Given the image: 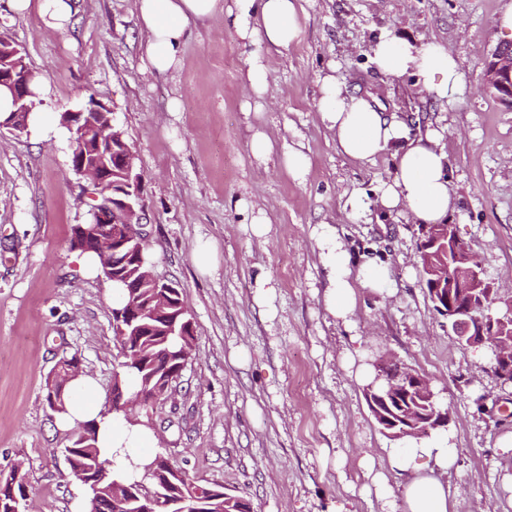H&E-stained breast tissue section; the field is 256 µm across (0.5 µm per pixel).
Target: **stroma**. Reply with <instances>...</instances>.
Segmentation results:
<instances>
[{
  "mask_svg": "<svg viewBox=\"0 0 512 512\" xmlns=\"http://www.w3.org/2000/svg\"><path fill=\"white\" fill-rule=\"evenodd\" d=\"M511 0H302L300 40L276 52L247 43L223 18L194 28L182 65L151 77L139 67L143 33L134 0H76L65 30L37 9L14 14L0 0V34L50 86L38 106L53 117L95 96L113 112L144 174L143 208L156 275L177 282L193 319L191 358L168 398L141 413L157 454L204 485H220L253 512H385L365 490L361 461L383 470L396 443L384 436L364 389L343 366L359 340L370 358L396 360L429 380L451 412L460 459L447 479L458 512H512V388L485 361L486 347L460 345L433 309L406 216L377 210L381 183L397 172L392 153L361 165L343 156L317 111L319 74L335 70L350 92L372 95L411 128H437L459 198L450 217L488 277L512 294V108L482 86L483 59L512 40L498 26ZM437 40L462 64L444 102L420 94L411 76L388 78L369 58L380 31ZM261 55L269 85L250 104L241 72ZM180 111H169L172 99ZM277 148L250 152L255 132ZM301 149L310 167L294 179L279 146ZM69 140L0 134V471L23 463L28 512H72L77 485L45 401L62 355L110 394L118 363L104 276L86 277L70 248L71 227L89 222L87 181L69 163ZM368 206L353 221L347 197ZM269 220L264 236L252 214ZM337 227L353 258L379 257L389 291L359 290L353 327L326 310L327 270L314 236ZM216 260L201 271L198 241ZM272 292L259 302L258 278Z\"/></svg>",
  "mask_w": 512,
  "mask_h": 512,
  "instance_id": "obj_1",
  "label": "stroma"
}]
</instances>
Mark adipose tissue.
Instances as JSON below:
<instances>
[{
    "mask_svg": "<svg viewBox=\"0 0 512 512\" xmlns=\"http://www.w3.org/2000/svg\"><path fill=\"white\" fill-rule=\"evenodd\" d=\"M144 39L140 66L152 74L176 70L182 46L193 27L217 16L231 19L237 34L278 50L288 49L302 34L300 0H135ZM377 70L386 76H412L420 91L444 100L460 85L462 73L447 47L436 40L409 42L388 33L378 34L369 45ZM318 112L333 132L341 154L369 163L391 146H399L398 171L382 184L376 200L386 212L410 214L415 224H439L456 211L458 199L448 176V154L441 133L433 128L414 134L398 117L380 112L375 100L349 92L336 75L321 77ZM329 286L328 313L350 324L357 306V291H381L386 267L369 259L352 266L336 228L322 224L315 231ZM66 411L56 417L58 428L94 423L102 458L113 460L118 477L131 473L129 459H143L148 442L142 425L129 424L108 412L96 380L82 373L65 389ZM459 450L451 433L438 430L426 437H408L400 449L389 453L386 472H375L373 482L388 512H457L458 493L442 480L453 467ZM400 477L391 489L389 475Z\"/></svg>",
    "mask_w": 512,
    "mask_h": 512,
    "instance_id": "obj_1",
    "label": "adipose tissue"
}]
</instances>
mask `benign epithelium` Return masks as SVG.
Returning a JSON list of instances; mask_svg holds the SVG:
<instances>
[{
    "label": "benign epithelium",
    "instance_id": "obj_1",
    "mask_svg": "<svg viewBox=\"0 0 512 512\" xmlns=\"http://www.w3.org/2000/svg\"><path fill=\"white\" fill-rule=\"evenodd\" d=\"M22 51L12 42L0 43V86L8 87L15 102H22L30 94L27 74L19 59ZM484 90L501 103L512 108V41L495 47L484 59L482 73ZM110 110L104 105L68 112L69 127L78 133L114 127ZM108 148L99 155H76L71 167L86 177L90 186L109 185L112 202L102 209L92 210V223L96 231L87 240L89 250L110 248L112 259L120 265L127 262L122 248L132 241L146 242L141 231L145 219L142 206L143 176L137 168V155L119 132L107 139ZM424 239L418 243L424 258L423 271L429 297L434 307L448 318V328L461 344L475 345L486 342L489 336L512 337V318L495 317L488 313L495 302L498 289L486 277L483 265H473V256L466 244L457 236L455 226L435 224L425 226ZM142 283L156 292L173 296L179 292L173 281H166L148 273ZM494 374L505 386H512V345L496 351ZM379 376L387 377L389 390L384 395L366 393L367 402L382 432L393 440L414 433L425 435L450 420L448 410L429 406L423 418L413 420L402 413L405 404L414 399L422 402L434 399L429 382L410 369L390 367L378 363ZM22 486L29 491L28 474L24 467L15 465L3 486L15 490Z\"/></svg>",
    "mask_w": 512,
    "mask_h": 512
}]
</instances>
